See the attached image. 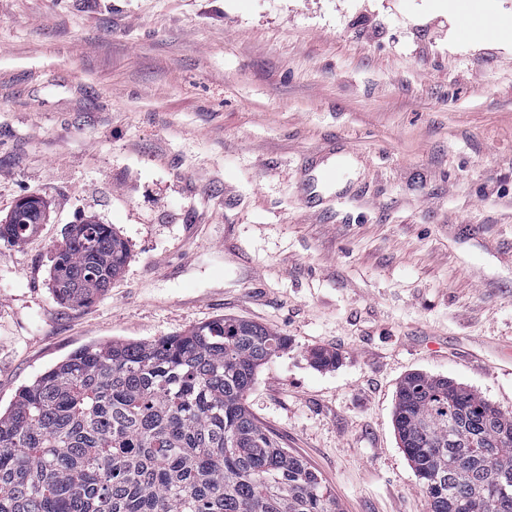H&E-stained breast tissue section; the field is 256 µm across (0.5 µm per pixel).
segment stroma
Here are the masks:
<instances>
[{"instance_id": "35a3bbf8", "label": "stroma", "mask_w": 512, "mask_h": 512, "mask_svg": "<svg viewBox=\"0 0 512 512\" xmlns=\"http://www.w3.org/2000/svg\"><path fill=\"white\" fill-rule=\"evenodd\" d=\"M448 0H0V410L89 345L224 317L287 336L250 412L343 512H428L393 425L411 372L512 412V37ZM130 250L51 291L72 225ZM335 351L333 369L310 349ZM58 258L53 295L61 304L82 306L104 295L124 269L129 248L109 225L90 218L71 227Z\"/></svg>"}]
</instances>
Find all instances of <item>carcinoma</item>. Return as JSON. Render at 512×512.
Returning a JSON list of instances; mask_svg holds the SVG:
<instances>
[{"label": "carcinoma", "instance_id": "1", "mask_svg": "<svg viewBox=\"0 0 512 512\" xmlns=\"http://www.w3.org/2000/svg\"><path fill=\"white\" fill-rule=\"evenodd\" d=\"M128 258L109 225H73L55 299L94 301ZM287 348L276 331L221 318L73 352L0 413V512H342L246 406L259 369ZM308 357L339 362L325 348ZM394 425L429 512H512V412L415 372L399 385Z\"/></svg>", "mask_w": 512, "mask_h": 512}]
</instances>
